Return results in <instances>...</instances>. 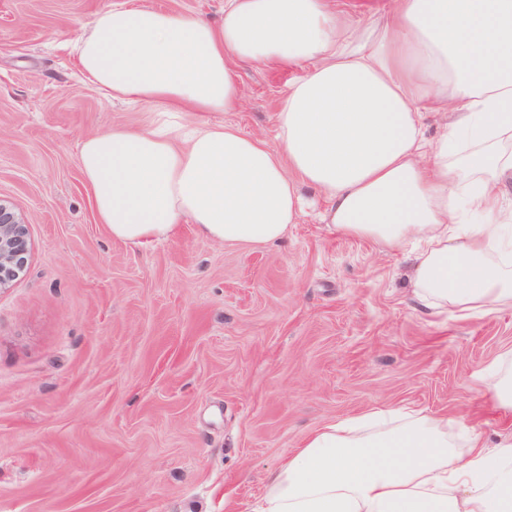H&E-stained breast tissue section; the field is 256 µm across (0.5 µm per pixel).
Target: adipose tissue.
I'll list each match as a JSON object with an SVG mask.
<instances>
[{"label": "adipose tissue", "mask_w": 512, "mask_h": 512, "mask_svg": "<svg viewBox=\"0 0 512 512\" xmlns=\"http://www.w3.org/2000/svg\"><path fill=\"white\" fill-rule=\"evenodd\" d=\"M107 99L155 119L83 139L80 163L113 239L185 224L220 244H274L324 201L332 232L406 250L413 298L459 317L512 308V0H385L378 25L331 0H224L220 24L134 5L74 45ZM298 69L276 146L186 110L233 112L239 70ZM449 114L432 141L425 121ZM252 512H512V433L487 447L455 417L373 409L311 433Z\"/></svg>", "instance_id": "adipose-tissue-1"}]
</instances>
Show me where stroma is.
<instances>
[{
    "label": "stroma",
    "instance_id": "1",
    "mask_svg": "<svg viewBox=\"0 0 512 512\" xmlns=\"http://www.w3.org/2000/svg\"><path fill=\"white\" fill-rule=\"evenodd\" d=\"M116 0H0V198L29 256L0 290V512H251L312 431L369 409L444 412L512 432L477 378L512 354V309L427 314L410 261L307 209L274 245L194 225L131 246L99 224L91 134L152 119L103 98L74 44ZM218 23L224 0H132ZM215 122L276 145L291 69L241 68Z\"/></svg>",
    "mask_w": 512,
    "mask_h": 512
}]
</instances>
